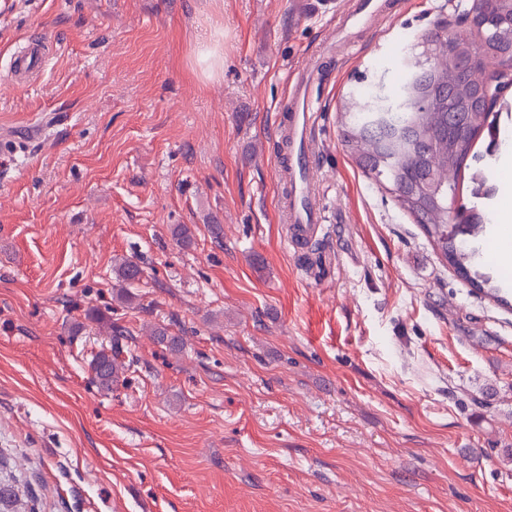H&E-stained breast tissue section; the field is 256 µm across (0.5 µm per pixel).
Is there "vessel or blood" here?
I'll return each instance as SVG.
<instances>
[{
	"label": "vessel or blood",
	"mask_w": 512,
	"mask_h": 512,
	"mask_svg": "<svg viewBox=\"0 0 512 512\" xmlns=\"http://www.w3.org/2000/svg\"><path fill=\"white\" fill-rule=\"evenodd\" d=\"M383 0H359L335 32L323 40L318 53L301 67L290 69L286 81L293 90L289 112L283 113L277 132L285 145L277 158L278 167L287 180V191L280 202L283 220L288 226V239L297 247L305 248L315 241V231L324 222V210L315 191L314 169L316 155L313 143L318 104L309 87L314 77L324 71L326 61L335 59L340 43L357 46L368 33V21L383 12ZM43 61L41 44L28 46L13 64L16 78H24L35 65Z\"/></svg>",
	"instance_id": "b4317fda"
}]
</instances>
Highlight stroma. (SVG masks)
<instances>
[{
	"label": "stroma",
	"instance_id": "obj_1",
	"mask_svg": "<svg viewBox=\"0 0 512 512\" xmlns=\"http://www.w3.org/2000/svg\"><path fill=\"white\" fill-rule=\"evenodd\" d=\"M290 2L0 0V486L20 489L0 512H512V306L459 278L340 139L353 93L396 96L412 45L468 33L471 2L389 0L312 84L315 251L279 220L277 124L338 5ZM215 27L207 82L188 63ZM34 39L47 57L15 84ZM489 141L453 179L492 213ZM117 257L143 271L126 304ZM92 308L126 332L109 393ZM223 45L224 32L218 30H212L208 38L200 41L198 44L195 62H191L190 65L196 64L207 81L218 80L224 73Z\"/></svg>",
	"mask_w": 512,
	"mask_h": 512
}]
</instances>
